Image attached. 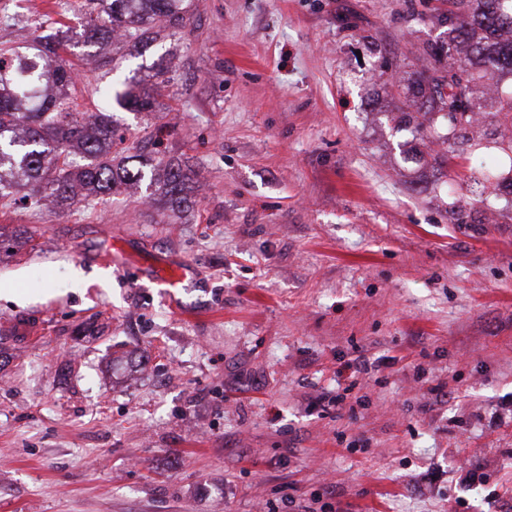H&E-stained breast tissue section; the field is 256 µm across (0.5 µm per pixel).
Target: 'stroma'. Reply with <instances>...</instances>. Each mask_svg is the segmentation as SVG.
Here are the masks:
<instances>
[{"label":"stroma","instance_id":"stroma-1","mask_svg":"<svg viewBox=\"0 0 512 512\" xmlns=\"http://www.w3.org/2000/svg\"><path fill=\"white\" fill-rule=\"evenodd\" d=\"M189 3L145 53L67 59L80 112L165 82L116 125L189 169L193 211L144 180L62 213L0 206L1 235L33 237L0 254V285L28 292L0 301V512H512V222L485 180L512 162L403 161L383 79L416 78L438 0ZM23 15L77 23L0 0V48L34 39ZM452 195L479 223L451 222ZM162 264L186 268L175 292ZM361 354L396 362L350 379Z\"/></svg>","mask_w":512,"mask_h":512}]
</instances>
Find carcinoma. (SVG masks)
<instances>
[{"mask_svg": "<svg viewBox=\"0 0 512 512\" xmlns=\"http://www.w3.org/2000/svg\"><path fill=\"white\" fill-rule=\"evenodd\" d=\"M184 0H82L85 20L80 32L68 27L52 30L30 43L0 48V201L40 209L50 205L67 210L111 194L123 184L138 182L142 170L162 173L152 200L173 211L193 206L189 173L163 157L139 163V155L114 152L117 142L112 109L151 112L155 89L129 79L123 90L110 87L105 107L90 114L73 109L70 88L74 69L61 52L89 46L108 35L112 41L144 43L158 28L171 35L186 27ZM448 10L431 22L448 28L440 46L424 49L435 64L398 90L397 124L413 125L416 138H437L444 151L435 163L450 167L457 157L477 156L495 149L512 159V138L476 134L478 116L494 92L503 117L512 121V92L503 91L512 79V0H446ZM84 159L74 164L73 156ZM455 224H472L473 204L459 198L448 203Z\"/></svg>", "mask_w": 512, "mask_h": 512, "instance_id": "obj_1", "label": "carcinoma"}]
</instances>
